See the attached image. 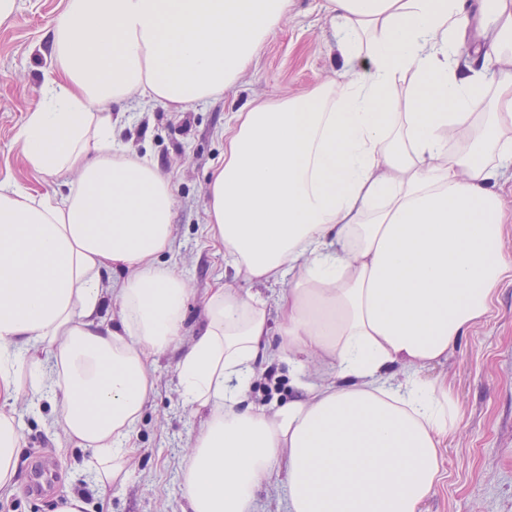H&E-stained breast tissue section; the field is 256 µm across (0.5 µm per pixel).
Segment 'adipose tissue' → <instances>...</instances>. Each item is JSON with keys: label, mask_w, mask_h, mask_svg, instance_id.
<instances>
[{"label": "adipose tissue", "mask_w": 512, "mask_h": 512, "mask_svg": "<svg viewBox=\"0 0 512 512\" xmlns=\"http://www.w3.org/2000/svg\"><path fill=\"white\" fill-rule=\"evenodd\" d=\"M287 9L63 0L16 141L35 173L78 179L60 196L0 184V490L23 439L9 409L30 389L60 392L67 438L92 451L100 486L117 479L153 387L149 361L181 337L189 290L156 263L171 245L173 186L123 146L105 104L222 96ZM326 10L339 53L367 57L368 74L236 113L207 182L208 230L234 276L209 294L176 367L185 405L205 413L183 512H256L282 474L289 512H418L460 411L425 373L512 277L498 192L512 166V0H482L471 60L457 51L467 0ZM106 266L123 274L108 289ZM283 281L275 302L261 295ZM309 353L313 380L288 402L244 407L262 361Z\"/></svg>", "instance_id": "1"}]
</instances>
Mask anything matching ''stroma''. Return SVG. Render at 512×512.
Segmentation results:
<instances>
[{
    "label": "stroma",
    "mask_w": 512,
    "mask_h": 512,
    "mask_svg": "<svg viewBox=\"0 0 512 512\" xmlns=\"http://www.w3.org/2000/svg\"><path fill=\"white\" fill-rule=\"evenodd\" d=\"M61 2L17 0L13 19L0 25V182L42 193L67 192V181L30 171L14 136L39 102L37 90L49 68L51 33ZM367 70L365 60L348 66L338 54L325 0H290L259 56L218 101L147 110L131 101L121 103L129 118L123 145L150 153L173 184L171 247L156 263L175 271L190 288L181 342L149 365L154 390L130 434L135 451L106 497L98 495L90 451L65 439L61 400L34 391L16 402L12 412L23 443L15 485L11 492L0 493V512H56L79 488L90 493L86 512H182V466L201 416L181 399L176 365L205 324L211 288L230 270L207 233L204 212L208 175L224 157V129L235 113ZM312 374L311 362L298 366L272 360L258 371L246 402L273 408L295 394L297 379ZM428 376L448 380L461 412L441 450L444 477L420 512H512L511 279L499 286L489 317L460 339ZM38 454L53 462L57 480L55 492L41 497L28 487V468Z\"/></svg>",
    "instance_id": "obj_1"
}]
</instances>
